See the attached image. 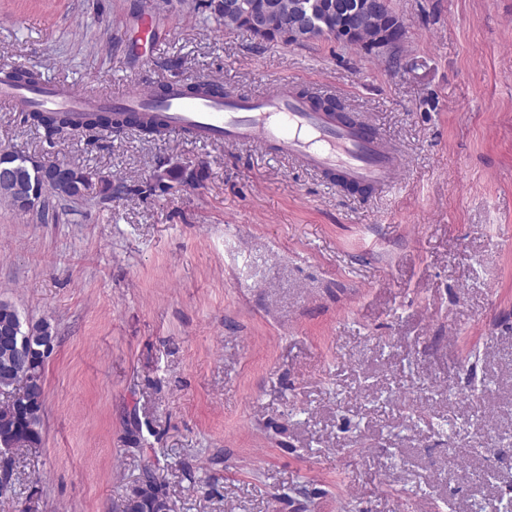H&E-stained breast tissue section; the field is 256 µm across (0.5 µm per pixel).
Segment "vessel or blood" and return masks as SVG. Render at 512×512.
I'll return each instance as SVG.
<instances>
[{
  "label": "vessel or blood",
  "mask_w": 512,
  "mask_h": 512,
  "mask_svg": "<svg viewBox=\"0 0 512 512\" xmlns=\"http://www.w3.org/2000/svg\"><path fill=\"white\" fill-rule=\"evenodd\" d=\"M13 65L0 66V103L15 112H112L145 117L161 113L170 131L203 142L257 143L333 179L345 188L394 189L401 159L365 121L354 122L314 108L281 83L272 93L225 91L221 80L208 94L187 93L169 83L164 95L134 86L120 93L79 90L72 85L13 79Z\"/></svg>",
  "instance_id": "obj_1"
}]
</instances>
